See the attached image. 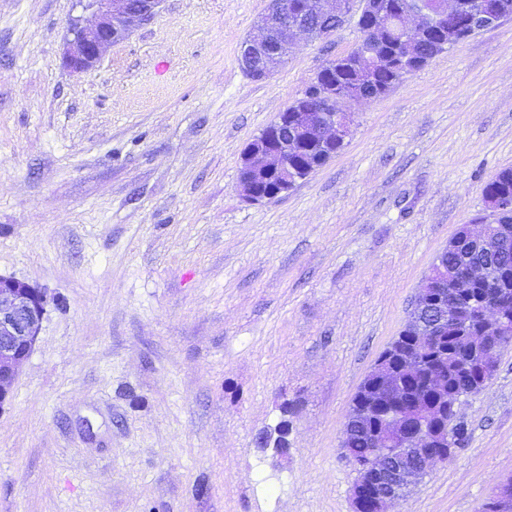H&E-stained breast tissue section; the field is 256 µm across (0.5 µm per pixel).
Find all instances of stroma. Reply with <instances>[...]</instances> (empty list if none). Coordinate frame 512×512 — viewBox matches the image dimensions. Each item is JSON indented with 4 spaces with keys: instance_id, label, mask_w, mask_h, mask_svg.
Listing matches in <instances>:
<instances>
[{
    "instance_id": "obj_1",
    "label": "stroma",
    "mask_w": 512,
    "mask_h": 512,
    "mask_svg": "<svg viewBox=\"0 0 512 512\" xmlns=\"http://www.w3.org/2000/svg\"><path fill=\"white\" fill-rule=\"evenodd\" d=\"M267 0H163L73 73L74 0H0V275L46 292L0 412V512H352L350 401L431 264L512 169V18L356 106L270 202L241 154L351 51L356 17L262 81ZM291 406L288 454L259 439ZM468 439L390 512H486L512 478V345ZM323 152L322 150H318L317 146H309L307 150L298 157V161L295 164V175L296 178L293 179V182H297L298 180L305 179L315 170L320 167H316V163L321 159Z\"/></svg>"
}]
</instances>
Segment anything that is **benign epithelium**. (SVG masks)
I'll list each match as a JSON object with an SVG mask.
<instances>
[{"label":"benign epithelium","mask_w":512,"mask_h":512,"mask_svg":"<svg viewBox=\"0 0 512 512\" xmlns=\"http://www.w3.org/2000/svg\"><path fill=\"white\" fill-rule=\"evenodd\" d=\"M82 11L90 13L94 21L82 22L81 17L69 21L71 38L63 49L62 64L72 72L81 73L94 68L103 53L113 44L126 39L135 28L151 21L159 12L162 0H77ZM353 0H315L288 13L285 0H269L267 10L257 21L253 31L243 42L241 60L247 73L255 80H264L274 67L292 52L297 34L307 33L303 25L311 10L329 18H345L351 14ZM458 0H445L439 17H430L419 9H407L400 18L379 15L373 30L395 28L405 35L426 36L429 27L455 14ZM502 21L498 0H478L471 28L476 31L491 29ZM369 100L365 94L350 96L336 92L334 87H323L316 104L304 112H282L276 123L258 139L250 142L241 157L237 183L239 194L250 202L272 201L288 188L289 156L300 151V146L315 139L319 146L336 150V143L350 136L352 106ZM492 223L486 221L474 228L467 226L471 240L493 245L502 251L512 248L505 235L493 234ZM448 279V271L439 269L427 277L419 289L412 311L418 312L431 300L434 279ZM48 302L47 295L13 277L0 276V412L10 403L11 385L23 363L29 357L37 340ZM483 321L482 336H473L474 362L468 370L486 382L497 369L500 342L512 334V313L505 301L490 298L480 309ZM388 363L379 361L369 372L374 392L367 400L363 415L371 414L376 400L390 392L381 376ZM418 426L409 427L400 416L388 419L389 426L374 431L380 440L397 439L402 447L396 451L369 460H360L349 449L344 457L356 472L352 488L354 512H386L387 505L403 498L418 475V469L431 470L437 462L449 460L444 452L424 448L434 443L436 432L448 431L449 425L441 419L438 409L424 408L417 414ZM494 501L498 512H512V482L498 487Z\"/></svg>","instance_id":"obj_1"}]
</instances>
